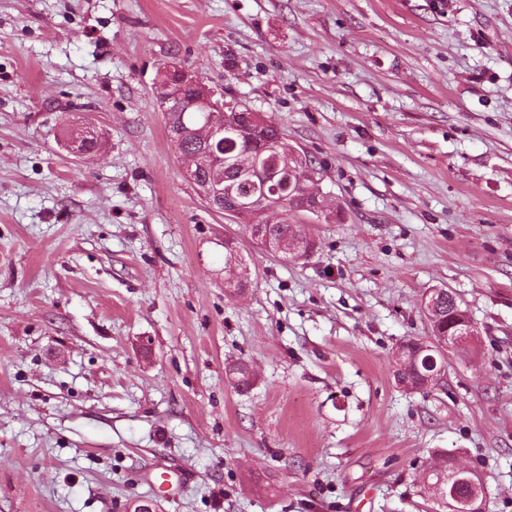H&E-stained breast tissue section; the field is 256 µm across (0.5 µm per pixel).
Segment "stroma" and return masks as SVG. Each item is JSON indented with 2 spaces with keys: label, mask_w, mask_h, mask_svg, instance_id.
<instances>
[{
  "label": "stroma",
  "mask_w": 512,
  "mask_h": 512,
  "mask_svg": "<svg viewBox=\"0 0 512 512\" xmlns=\"http://www.w3.org/2000/svg\"><path fill=\"white\" fill-rule=\"evenodd\" d=\"M172 61L312 160L309 259L184 178ZM83 124L98 162L63 145ZM436 287L479 354L410 391L391 357ZM437 453L512 512V0H0V512H444ZM240 250L234 239L225 237L224 239V286L229 287L231 281H234L235 287L244 284H252L251 270L245 259L239 254ZM236 253L239 260L234 267L230 265V257Z\"/></svg>",
  "instance_id": "stroma-1"
}]
</instances>
